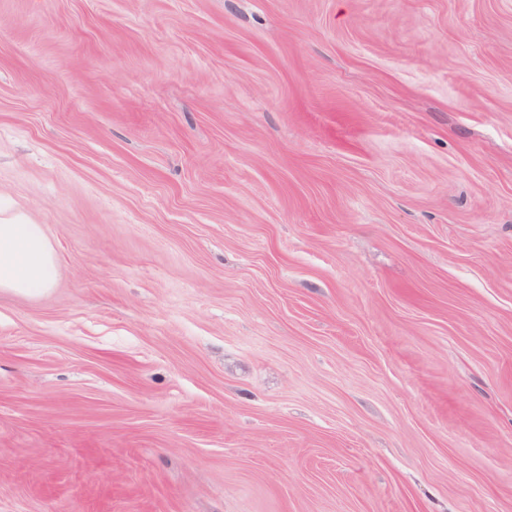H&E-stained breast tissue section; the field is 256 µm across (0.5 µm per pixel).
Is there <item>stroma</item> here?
Here are the masks:
<instances>
[{
	"label": "stroma",
	"mask_w": 512,
	"mask_h": 512,
	"mask_svg": "<svg viewBox=\"0 0 512 512\" xmlns=\"http://www.w3.org/2000/svg\"><path fill=\"white\" fill-rule=\"evenodd\" d=\"M0 512H512V0H0ZM56 254L39 224L0 221V290L35 294L50 288Z\"/></svg>",
	"instance_id": "stroma-1"
}]
</instances>
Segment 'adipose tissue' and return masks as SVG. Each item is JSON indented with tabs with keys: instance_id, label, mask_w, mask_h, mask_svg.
<instances>
[{
	"instance_id": "ef3b65f1",
	"label": "adipose tissue",
	"mask_w": 512,
	"mask_h": 512,
	"mask_svg": "<svg viewBox=\"0 0 512 512\" xmlns=\"http://www.w3.org/2000/svg\"><path fill=\"white\" fill-rule=\"evenodd\" d=\"M56 254L41 225L0 221V290L35 294L50 288Z\"/></svg>"
}]
</instances>
